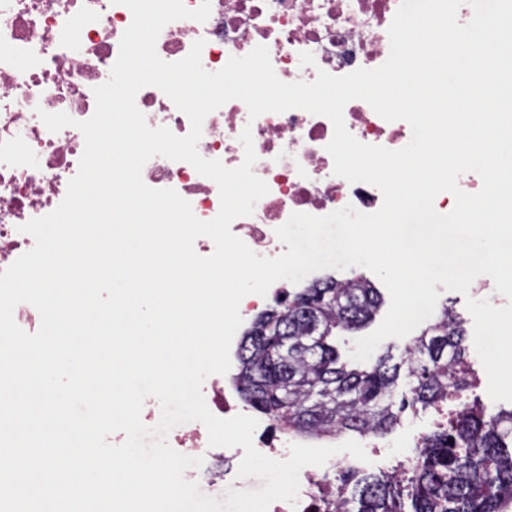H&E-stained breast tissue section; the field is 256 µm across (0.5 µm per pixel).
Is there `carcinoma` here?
<instances>
[{"label": "carcinoma", "mask_w": 512, "mask_h": 512, "mask_svg": "<svg viewBox=\"0 0 512 512\" xmlns=\"http://www.w3.org/2000/svg\"><path fill=\"white\" fill-rule=\"evenodd\" d=\"M318 296L308 311L295 306L303 293ZM382 304L363 274L327 277L295 292L277 312L261 314L264 335L245 333L238 348L237 381L244 400L270 420L297 433L379 435L392 428L405 406L429 408L468 385V336L446 308L417 337L404 358L389 353L367 368L340 361L330 338L371 322ZM407 394L394 404L400 378ZM351 498L334 512H505L512 502V409L488 416L463 405L448 429L414 449L408 474L358 477Z\"/></svg>", "instance_id": "1"}]
</instances>
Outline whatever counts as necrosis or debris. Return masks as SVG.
Here are the masks:
<instances>
[{
    "label": "necrosis or debris",
    "instance_id": "4bbe7bcc",
    "mask_svg": "<svg viewBox=\"0 0 512 512\" xmlns=\"http://www.w3.org/2000/svg\"><path fill=\"white\" fill-rule=\"evenodd\" d=\"M400 3L210 0L205 21L180 19L166 25L156 51L161 59L175 62L196 41H203L202 65L216 72L230 58L262 45L282 81L309 82L321 70L344 76L387 60L388 29ZM132 19L130 9L115 0H0V270L33 247L34 239L22 232V225L59 205L84 151L79 129L50 132L41 112H64L78 121L93 115V90L108 80ZM304 52L313 54L314 65H301ZM136 105L150 127H166L178 136L190 130L188 117L157 87L142 88ZM343 118L348 131L365 144L398 150L412 138L407 122L386 121L360 99L346 104ZM246 128L257 155L252 171L269 192L252 215L235 219L231 230L256 254L275 258L286 252L276 230L293 213L324 216L348 205L363 213L380 209L383 196L378 188L334 174L327 150L332 122L301 109L253 119L244 102L230 100L206 116L200 155L229 168L239 166L244 158L239 136ZM142 178L151 188L174 189L200 220H212L220 210L217 184L187 162L153 157L144 165ZM202 392L217 417L250 412L236 387L225 385L221 376L211 378ZM167 442L179 453L190 451L207 461L221 458L236 465L244 454L240 447L210 446L199 422L172 429ZM357 465V460L339 453L324 465L304 467L296 502L274 501L268 512H327L333 498L327 475Z\"/></svg>",
    "mask_w": 512,
    "mask_h": 512
}]
</instances>
